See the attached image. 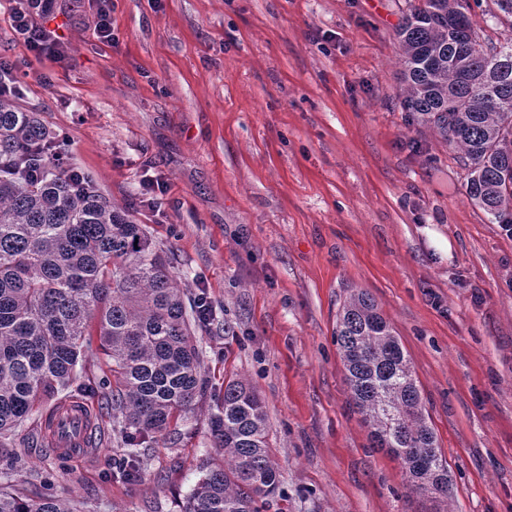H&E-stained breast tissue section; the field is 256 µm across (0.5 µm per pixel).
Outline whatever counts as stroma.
Wrapping results in <instances>:
<instances>
[{"label": "stroma", "instance_id": "35a3bbf8", "mask_svg": "<svg viewBox=\"0 0 512 512\" xmlns=\"http://www.w3.org/2000/svg\"><path fill=\"white\" fill-rule=\"evenodd\" d=\"M60 0L44 21L67 56L30 51L0 0V59L19 105L68 138V163L144 225L188 298L206 395L177 443L113 478L101 354L64 396L93 443L54 452L42 406L0 450V484L82 512H181L216 456L207 418L224 383L254 384L280 493L267 512H429L372 450L349 405L333 332L351 291L376 300L405 347L454 480L448 512H512V235L465 194L467 172L410 123L396 37L405 0ZM166 187L142 203L148 177Z\"/></svg>", "mask_w": 512, "mask_h": 512}]
</instances>
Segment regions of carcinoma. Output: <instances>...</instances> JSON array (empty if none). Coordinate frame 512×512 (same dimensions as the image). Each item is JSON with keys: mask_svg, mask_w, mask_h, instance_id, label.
I'll return each mask as SVG.
<instances>
[{"mask_svg": "<svg viewBox=\"0 0 512 512\" xmlns=\"http://www.w3.org/2000/svg\"><path fill=\"white\" fill-rule=\"evenodd\" d=\"M469 0L409 4L396 35L403 104L461 153L470 201L512 224V37L479 40ZM33 112L0 93V437L70 387L98 341L112 375V430L132 450L116 477L142 476L136 447L166 439L204 395L200 351L167 258L146 229L74 177ZM349 405L371 447L399 462L410 493L435 503L453 479L400 338L355 289L336 317ZM224 462L207 457L182 512H261L279 473L250 383L230 379L209 417ZM0 512H77L65 499L0 489Z\"/></svg>", "mask_w": 512, "mask_h": 512, "instance_id": "1", "label": "carcinoma"}]
</instances>
